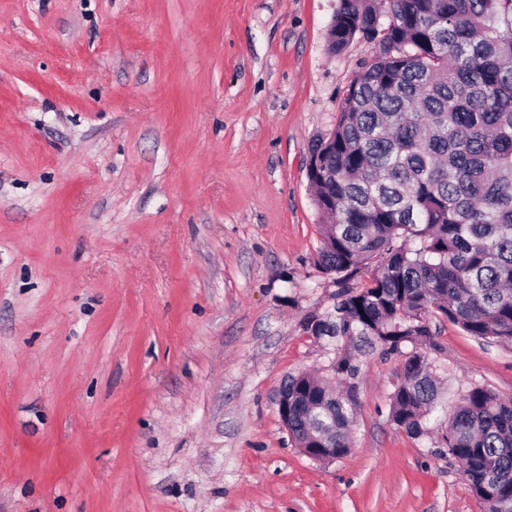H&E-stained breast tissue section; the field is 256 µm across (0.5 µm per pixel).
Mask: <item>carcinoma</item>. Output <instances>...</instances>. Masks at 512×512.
<instances>
[{
    "instance_id": "cac0c4a2",
    "label": "carcinoma",
    "mask_w": 512,
    "mask_h": 512,
    "mask_svg": "<svg viewBox=\"0 0 512 512\" xmlns=\"http://www.w3.org/2000/svg\"><path fill=\"white\" fill-rule=\"evenodd\" d=\"M339 0L340 52L377 46L341 98L336 125L310 143L307 173L324 223L315 265L335 276L314 336L397 351L432 336L438 311L470 336L512 346V0ZM370 283L351 284L368 265ZM336 381L288 375V436L348 454L359 366ZM439 389L420 352L391 396V420L426 435ZM443 440L482 512H512V399L473 384L446 413Z\"/></svg>"
}]
</instances>
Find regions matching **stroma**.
<instances>
[{"mask_svg":"<svg viewBox=\"0 0 512 512\" xmlns=\"http://www.w3.org/2000/svg\"><path fill=\"white\" fill-rule=\"evenodd\" d=\"M338 0H0V512H480L439 429L512 347L434 316L355 354L353 447L305 456L282 381L346 341L306 173L377 48ZM426 355L442 411L390 418ZM352 352V351H351Z\"/></svg>","mask_w":512,"mask_h":512,"instance_id":"1","label":"stroma"}]
</instances>
